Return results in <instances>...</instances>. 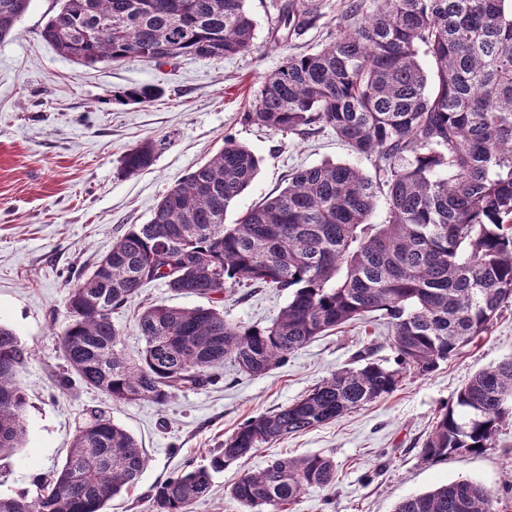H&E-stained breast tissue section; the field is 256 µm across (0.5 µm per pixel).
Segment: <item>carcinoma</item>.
<instances>
[{"mask_svg":"<svg viewBox=\"0 0 512 512\" xmlns=\"http://www.w3.org/2000/svg\"><path fill=\"white\" fill-rule=\"evenodd\" d=\"M247 0H62L41 37L81 64L173 59L219 61L253 50ZM30 0H0V40ZM323 0H287L274 42L317 27ZM344 32L320 50L289 54L261 83L242 120L281 135L331 130L375 177L350 163L290 174L288 185L233 224L227 208L253 183L260 159L231 135L167 190L144 224H132L95 268L70 285L62 354L72 380L113 399L165 403L217 382L229 360L267 373L318 336L379 312L395 365L368 346L354 368L301 398L242 424L206 466L153 486L151 512H191L212 474L292 434L392 394L405 374L425 375L488 333L512 300V0H380L358 18L342 0ZM430 57V76L421 55ZM153 84L113 94L148 104ZM162 146L146 141L122 158L136 175ZM386 219L373 223L380 201ZM176 296L224 299L241 288H277L288 303L266 327H244L215 307L152 304L138 318L145 341L122 347L112 314L145 285ZM24 348L0 324V456L24 447L28 396L16 379ZM512 423V357L475 374L436 417L427 460L482 453ZM139 441L96 410L76 430L63 465L37 494L0 495V512H104L146 466ZM336 480L328 456L285 457L245 475L228 498L246 512H287L305 487ZM498 498L459 479L408 497L393 512H496Z\"/></svg>","mask_w":512,"mask_h":512,"instance_id":"1","label":"carcinoma"}]
</instances>
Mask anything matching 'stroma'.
I'll list each match as a JSON object with an SVG mask.
<instances>
[{"label": "stroma", "mask_w": 512, "mask_h": 512, "mask_svg": "<svg viewBox=\"0 0 512 512\" xmlns=\"http://www.w3.org/2000/svg\"><path fill=\"white\" fill-rule=\"evenodd\" d=\"M60 0H31L14 33L0 40V323L25 348L17 372L28 394L22 450L0 459V495L35 492L39 477L61 466L76 427L91 411H107L145 448L148 461L137 485L110 500L106 512H147L154 485L211 456L248 419L292 403L334 372L351 366L355 351L376 346L394 359L389 330L374 317L352 323L291 355L262 376L219 369L216 385L177 393L165 405L118 402L81 386L64 387L67 365L60 349L69 279L90 273L133 224L146 223L165 191L189 169L209 159L232 134L262 162L255 181L227 209L226 223L286 184L289 171L324 162H346L373 175L370 161L325 130L304 138L282 136L241 120L251 96L291 53L311 52L336 33L339 0H326L322 25L293 44L273 41V0H247L255 47L222 61L182 57L153 62H100L84 66L58 54L40 32ZM139 84L163 88L147 105L113 102L115 90ZM164 140L153 165L134 176L120 160L147 140ZM272 288L241 289L223 301L226 320L267 326L287 304ZM201 305L175 296L162 282L144 286L113 314L125 352L144 345L137 316L146 306ZM512 356V302L481 340L463 347L433 372H407L384 399L332 422L259 449L250 459L213 476L211 496L192 512H241L225 487L277 457L321 454L336 465L330 488H306L290 512H393L402 499L459 479L483 485L499 497L498 512H512V424L493 448L456 453L437 461L421 448L441 408L476 372Z\"/></svg>", "instance_id": "1"}]
</instances>
